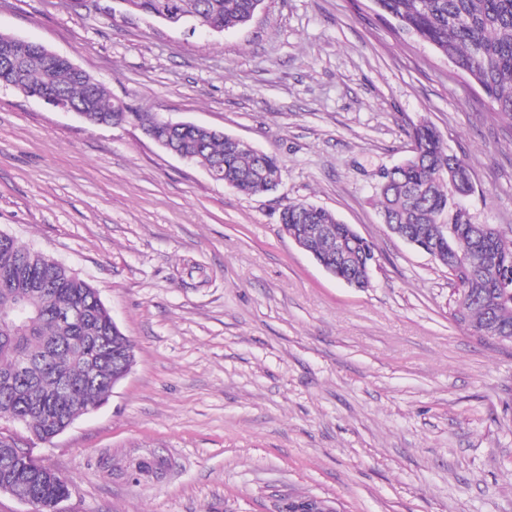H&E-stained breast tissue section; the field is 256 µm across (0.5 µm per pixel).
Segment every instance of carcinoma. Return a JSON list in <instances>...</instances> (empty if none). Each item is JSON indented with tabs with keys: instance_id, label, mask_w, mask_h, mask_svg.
Returning a JSON list of instances; mask_svg holds the SVG:
<instances>
[{
	"instance_id": "carcinoma-1",
	"label": "carcinoma",
	"mask_w": 512,
	"mask_h": 512,
	"mask_svg": "<svg viewBox=\"0 0 512 512\" xmlns=\"http://www.w3.org/2000/svg\"><path fill=\"white\" fill-rule=\"evenodd\" d=\"M189 3L216 28L249 22L263 0H131L136 12L170 22ZM379 10L400 29L434 47L457 70L484 89L498 113L512 120V0H375ZM0 78L21 81L32 95L62 99L80 110L90 127L141 123L179 153L214 174V180L241 194L272 191L281 181L276 157L238 148L212 128L153 124L152 112H117L116 101L91 75L78 72L63 56L0 34ZM471 173L468 161L443 147L430 126L415 129L412 154L376 178L382 223L410 244L429 245L440 225L448 238L437 260L448 265L457 285L452 318L474 335L512 336V236L495 228L483 241L455 192ZM281 231L305 243L318 264L339 280L368 286L373 264L371 243L351 232L330 211L307 202L290 204L280 214ZM346 251L338 254V244ZM483 248L487 261L469 265L462 258ZM29 373L11 386L0 384V415L28 423L43 443L54 440L56 427L80 412L104 403L114 384L125 378L134 361L133 344L113 325L98 291L66 266L0 235V377L22 360ZM67 379L71 388L59 389ZM16 476V492L34 501L37 512L69 497L71 480L33 459L19 466L15 452L0 451V479Z\"/></svg>"
}]
</instances>
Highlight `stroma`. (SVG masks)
<instances>
[{
    "instance_id": "35a3bbf8",
    "label": "stroma",
    "mask_w": 512,
    "mask_h": 512,
    "mask_svg": "<svg viewBox=\"0 0 512 512\" xmlns=\"http://www.w3.org/2000/svg\"><path fill=\"white\" fill-rule=\"evenodd\" d=\"M0 32L282 171L244 195L135 125L91 128L0 86V232L96 288L134 345L108 400L52 443L0 425L70 478L63 512H275L288 496L512 512V345L453 321L447 267L381 224L372 179L432 126L472 162L473 222L512 228V120L470 78L373 0H263L211 35L117 0H0ZM300 201L370 241V288L282 234Z\"/></svg>"
}]
</instances>
